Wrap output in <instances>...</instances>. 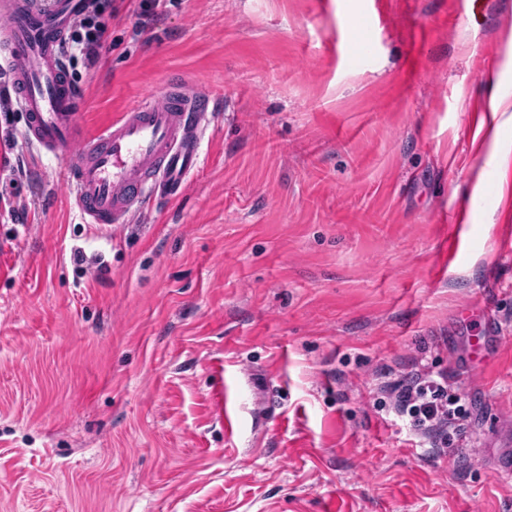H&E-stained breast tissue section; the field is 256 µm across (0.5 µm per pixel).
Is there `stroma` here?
I'll return each mask as SVG.
<instances>
[{"instance_id": "35a3bbf8", "label": "stroma", "mask_w": 512, "mask_h": 512, "mask_svg": "<svg viewBox=\"0 0 512 512\" xmlns=\"http://www.w3.org/2000/svg\"><path fill=\"white\" fill-rule=\"evenodd\" d=\"M139 4L96 0L80 129L174 84L203 161L108 234L0 172V512H512V0ZM415 360L453 453L379 401Z\"/></svg>"}]
</instances>
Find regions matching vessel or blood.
<instances>
[{"label":"vessel or blood","instance_id":"obj_1","mask_svg":"<svg viewBox=\"0 0 512 512\" xmlns=\"http://www.w3.org/2000/svg\"><path fill=\"white\" fill-rule=\"evenodd\" d=\"M88 0H0V70L23 113L22 135L64 161V178L83 223L102 231L124 223L153 196L173 197L201 165L206 95L168 86L127 109L103 133L81 135L85 105L61 54L73 18Z\"/></svg>","mask_w":512,"mask_h":512}]
</instances>
